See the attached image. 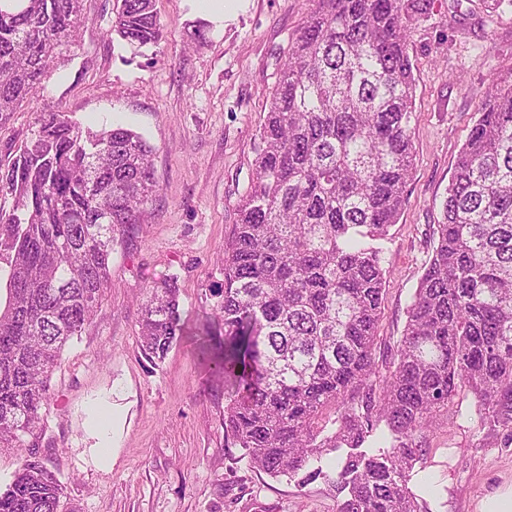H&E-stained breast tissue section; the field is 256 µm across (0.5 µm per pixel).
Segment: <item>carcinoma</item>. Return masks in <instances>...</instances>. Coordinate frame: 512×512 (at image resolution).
Here are the masks:
<instances>
[{
	"label": "carcinoma",
	"instance_id": "carcinoma-1",
	"mask_svg": "<svg viewBox=\"0 0 512 512\" xmlns=\"http://www.w3.org/2000/svg\"><path fill=\"white\" fill-rule=\"evenodd\" d=\"M82 0H0V119L74 44ZM259 130L250 189L224 244L217 321L198 349L231 389L224 431L250 466L345 493L336 512H427L408 486L422 437L462 391L512 443V74L491 80L460 148L436 241L390 365L376 362L383 241L414 167L413 22L434 0H309ZM110 38H164L155 0H113ZM154 148L122 127L55 111L5 170L0 195V448L42 420L67 343L112 287L114 246L148 221ZM179 287L145 289L141 350L163 361L185 334ZM386 451L362 450L377 426ZM347 449L336 466L312 464ZM60 481L35 453L0 512H58Z\"/></svg>",
	"mask_w": 512,
	"mask_h": 512
}]
</instances>
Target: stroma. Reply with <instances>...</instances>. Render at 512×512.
Returning <instances> with one entry per match:
<instances>
[{"instance_id": "stroma-1", "label": "stroma", "mask_w": 512, "mask_h": 512, "mask_svg": "<svg viewBox=\"0 0 512 512\" xmlns=\"http://www.w3.org/2000/svg\"><path fill=\"white\" fill-rule=\"evenodd\" d=\"M156 10L164 38L138 49L109 39L112 0H83L85 22L70 52L51 64L34 98L0 120L2 165L44 110L94 130L133 129L155 149L151 220L116 246L112 287L65 349L44 422L29 440L63 487L60 512H336L342 495L323 480L300 487L250 468L224 433V382L190 340L154 365L138 336V301L157 279H177L188 326L217 315L224 244L253 178L265 105L309 0H236L220 27L189 0H156ZM409 55L414 169L404 209L382 243L389 276L380 361L391 359L403 334L457 153L492 78L512 74V9L490 14L478 0H435L413 25ZM94 401L118 409L108 471L87 453ZM426 439L429 452L409 486L427 512H477L488 494L512 485V447L490 444L470 393L455 398Z\"/></svg>"}]
</instances>
